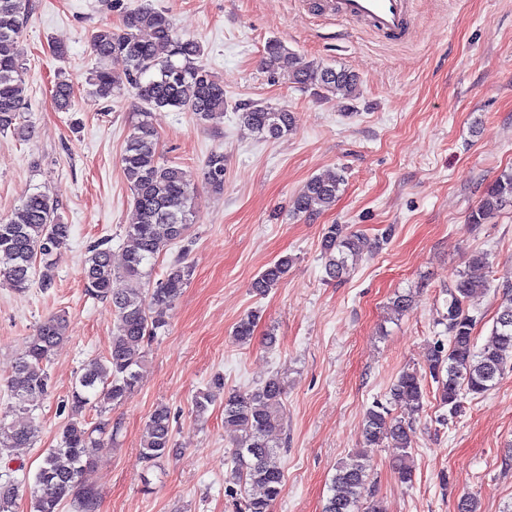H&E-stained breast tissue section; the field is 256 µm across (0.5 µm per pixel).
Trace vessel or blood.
Listing matches in <instances>:
<instances>
[{
  "label": "vessel or blood",
  "instance_id": "obj_1",
  "mask_svg": "<svg viewBox=\"0 0 512 512\" xmlns=\"http://www.w3.org/2000/svg\"><path fill=\"white\" fill-rule=\"evenodd\" d=\"M332 15L367 22L387 40L405 41L412 28V0H326Z\"/></svg>",
  "mask_w": 512,
  "mask_h": 512
}]
</instances>
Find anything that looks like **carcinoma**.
<instances>
[{"instance_id":"cac0c4a2","label":"carcinoma","mask_w":512,"mask_h":512,"mask_svg":"<svg viewBox=\"0 0 512 512\" xmlns=\"http://www.w3.org/2000/svg\"><path fill=\"white\" fill-rule=\"evenodd\" d=\"M32 0H0V134L11 133L21 141L33 138L34 129L23 121L30 87L26 67L17 53L18 40L29 22ZM148 36H142V32ZM98 65L89 73L92 93L109 99L128 86L146 104L136 113V121L121 155L123 172L132 194L135 221L125 233L129 245L124 264L117 270L112 253L101 244L88 250L84 261L86 294L112 306L116 332L111 349L101 358L90 360L77 378L71 393V418L63 427L60 443L47 449L30 489V512H60L70 502L76 512H93L95 494L89 484L90 462L86 450L106 435L115 436L110 422L90 423L82 411L94 403L118 405L138 386L145 342L166 326L165 309L187 286L192 267L177 258L163 277L151 283L158 257L183 241L198 213V190L188 171L163 160L158 148V133L152 123V111L173 108L191 112L201 122L223 114L226 98L224 83L201 63V45L180 36L169 15L148 7L127 10L122 27L116 31L101 25L89 37ZM123 64L117 71L106 66L108 60ZM262 67L268 79H281L300 87L315 86L327 92L351 97L359 79L348 70L320 66H297L296 58L277 40L264 48ZM57 108H74L73 89L66 78L52 88ZM251 133L277 139L294 130V115L286 109L252 104L240 116ZM224 152L212 151L205 161V181L215 192L224 190ZM343 184L335 175L313 177L293 202L297 215L311 216L329 208ZM512 203V170L502 172L486 189L471 223L479 224L488 215ZM71 226L62 222L58 204L47 192L23 195L10 215L0 218V285L18 293L37 286L52 287L61 250L70 237ZM380 248V240L329 224L322 232L321 255L329 278H341L350 271L349 261ZM293 264L286 255L271 263L252 282V291L260 296L278 288ZM486 254L472 253L466 268L445 289L446 312L442 315L448 342L436 339L428 355V375L415 369L403 371L388 392L387 403H373L365 414L363 438L365 450L336 466L330 495L322 512H384L380 502L365 498L370 456L367 449L388 444L399 450L398 468L403 478L412 476L410 459L415 448L412 422L392 416L390 406H402L407 416L419 413L427 396L425 380L437 384L440 405L455 415L461 399L470 394L487 393L498 383L512 359V295L499 304L488 341L477 347L473 330L475 320L468 314L466 302L475 292L487 287L482 270ZM121 278L127 287L113 288ZM258 315L250 312L233 330L238 343L250 341ZM67 333V318L53 314L42 320L27 349L16 359L7 382L11 412L28 411L29 399L48 391L47 363ZM224 388L218 376L211 388L199 391L192 400L193 412L204 417L213 402L212 389ZM286 390L277 374L248 389H235L224 396V426L236 433L232 473L239 485L251 487L246 512H272L281 497L284 473L279 449L281 443L272 433L283 426ZM0 416V453L29 448L36 441L38 428L33 421L6 422ZM173 432L168 407L158 405L145 426L143 458L155 461L171 452ZM18 486L8 479L0 483V512H14Z\"/></svg>"}]
</instances>
